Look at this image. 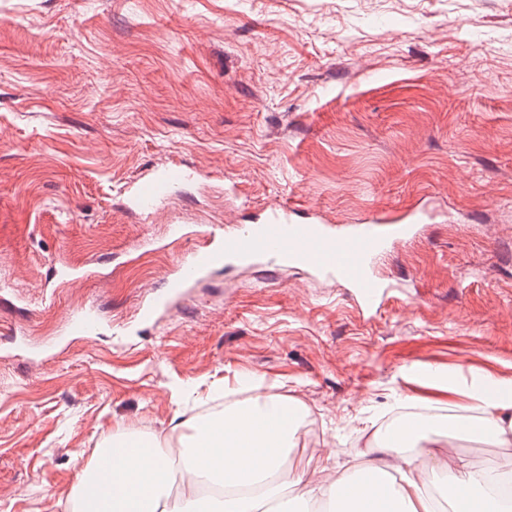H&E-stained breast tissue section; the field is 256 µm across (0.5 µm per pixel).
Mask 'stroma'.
Instances as JSON below:
<instances>
[{
	"instance_id": "1",
	"label": "stroma",
	"mask_w": 512,
	"mask_h": 512,
	"mask_svg": "<svg viewBox=\"0 0 512 512\" xmlns=\"http://www.w3.org/2000/svg\"><path fill=\"white\" fill-rule=\"evenodd\" d=\"M174 161L198 179L127 210ZM289 199L336 225L418 206L379 263L398 303L368 322L344 283L225 266L138 323L193 235ZM89 305L99 335L67 336ZM442 373L512 380V0H0V512H72L117 427L255 395L307 403L301 470L414 408L512 475ZM195 178V171L178 164L163 170H150L128 183L125 199L131 209L147 219Z\"/></svg>"
}]
</instances>
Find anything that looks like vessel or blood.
Here are the masks:
<instances>
[{"label": "vessel or blood", "instance_id": "1", "mask_svg": "<svg viewBox=\"0 0 512 512\" xmlns=\"http://www.w3.org/2000/svg\"><path fill=\"white\" fill-rule=\"evenodd\" d=\"M195 177V171L178 164L148 171L128 183L126 202L143 217H151ZM417 233V224L391 226L376 215L339 232L334 225L315 221L309 209L289 200L253 223L209 232L205 243L178 263L167 290L142 306L140 319L149 321L185 298L191 285L210 270L260 260L272 267L288 264L305 268L348 284L361 314L373 319L392 300L390 288L375 271L378 259L394 241ZM71 324L75 335L85 339L100 331L99 318L90 310L75 315Z\"/></svg>", "mask_w": 512, "mask_h": 512}]
</instances>
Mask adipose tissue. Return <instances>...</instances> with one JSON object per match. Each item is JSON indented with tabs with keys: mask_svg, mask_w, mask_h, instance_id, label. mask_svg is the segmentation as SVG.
Wrapping results in <instances>:
<instances>
[{
	"mask_svg": "<svg viewBox=\"0 0 512 512\" xmlns=\"http://www.w3.org/2000/svg\"><path fill=\"white\" fill-rule=\"evenodd\" d=\"M498 395L469 391L464 410L477 412L466 423L471 434L491 433L496 444L512 446V382L497 384ZM301 401L257 396L225 408L204 421L172 424L168 440L182 460L172 467L163 449L140 444L125 454L129 438L119 433L110 450L112 464L92 471L107 489L99 512H435L424 491L425 471L412 449L436 434L417 418L394 433L385 431L373 451H360L354 475H317L292 468L301 425ZM441 489L456 512H512L499 475L467 469L454 460L435 465ZM223 487L220 497L202 493L204 485Z\"/></svg>",
	"mask_w": 512,
	"mask_h": 512,
	"instance_id": "obj_1",
	"label": "adipose tissue"
}]
</instances>
